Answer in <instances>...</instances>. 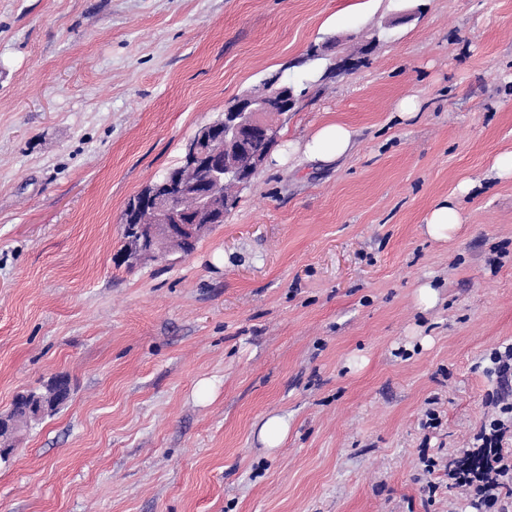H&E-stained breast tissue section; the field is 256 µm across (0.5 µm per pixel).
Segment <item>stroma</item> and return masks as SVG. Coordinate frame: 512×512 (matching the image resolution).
I'll use <instances>...</instances> for the list:
<instances>
[{
    "mask_svg": "<svg viewBox=\"0 0 512 512\" xmlns=\"http://www.w3.org/2000/svg\"><path fill=\"white\" fill-rule=\"evenodd\" d=\"M330 39L356 64L321 85ZM276 73L303 93L223 223L122 262L128 200ZM327 121L351 153L275 163ZM507 152L512 0H0V412L72 386L0 460V512H471L419 453L468 448L512 343ZM465 179V224L429 239ZM502 348V349H501ZM490 365L485 368L489 377H496L497 382L503 386L512 382V344L492 349L489 354ZM70 390V381L66 376L54 377L46 389L47 395L31 397V401L36 402L30 406L38 409L36 418L55 413L58 407L69 398ZM259 433L265 447L273 451L280 448L288 435V421L278 415L269 416L261 425Z\"/></svg>",
    "mask_w": 512,
    "mask_h": 512,
    "instance_id": "stroma-1",
    "label": "stroma"
}]
</instances>
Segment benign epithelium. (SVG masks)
<instances>
[{"mask_svg":"<svg viewBox=\"0 0 512 512\" xmlns=\"http://www.w3.org/2000/svg\"><path fill=\"white\" fill-rule=\"evenodd\" d=\"M288 87L281 84L277 74L266 83L241 95L234 100L231 110L225 113L224 125L213 128L202 126L184 146L182 166L200 171L199 180L192 186L181 182L176 172L169 173L175 186L163 190L151 186L140 192L136 205L147 203L151 206L153 223L141 225L142 239L139 247L130 253L129 260L143 261L157 258L153 243L157 240H178L184 237L198 239L216 225L219 214L226 213L231 202L219 203L224 195V183L243 185L249 182L265 162V157L255 155L247 171L225 159L227 152H241L257 138L277 139L278 130L267 124L266 112H291ZM197 196L196 212L189 215L182 208V199L188 192ZM70 395V381L59 375L47 387V394L31 397L38 416L51 415ZM21 424L11 415L0 416V457L5 459L14 451L13 440Z\"/></svg>","mask_w":512,"mask_h":512,"instance_id":"1","label":"benign epithelium"}]
</instances>
